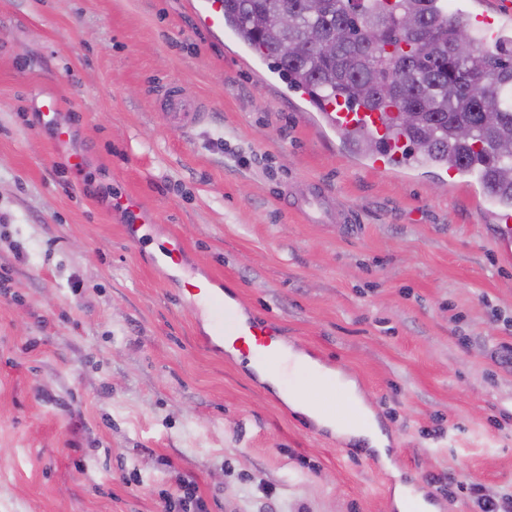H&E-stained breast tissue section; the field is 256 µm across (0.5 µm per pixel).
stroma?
I'll return each instance as SVG.
<instances>
[{
    "label": "stroma",
    "instance_id": "1",
    "mask_svg": "<svg viewBox=\"0 0 512 512\" xmlns=\"http://www.w3.org/2000/svg\"><path fill=\"white\" fill-rule=\"evenodd\" d=\"M169 81L208 107L192 131L156 107ZM46 94L67 145L38 122ZM315 111L232 30L201 31L193 0H0V512H162L189 482L207 512H397L400 486L475 512L468 483L512 494L498 205L434 166L369 169ZM314 181L352 223L281 207ZM125 194L152 216L138 246ZM173 239L181 267L155 264ZM191 272L354 380L390 464L213 351L177 295Z\"/></svg>",
    "mask_w": 512,
    "mask_h": 512
}]
</instances>
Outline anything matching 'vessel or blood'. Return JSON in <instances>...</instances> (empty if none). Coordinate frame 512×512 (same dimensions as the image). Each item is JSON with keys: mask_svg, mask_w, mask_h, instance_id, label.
Instances as JSON below:
<instances>
[{"mask_svg": "<svg viewBox=\"0 0 512 512\" xmlns=\"http://www.w3.org/2000/svg\"><path fill=\"white\" fill-rule=\"evenodd\" d=\"M197 13L203 27L210 33L223 31L224 7L221 0H199ZM158 104L167 122L187 130L199 126L207 116V109L199 100L187 96L174 84L161 90ZM319 108L321 119L329 127L353 135L364 134L381 142L382 150L373 161L374 168L390 172L409 162L410 157L403 140L395 138L393 134L394 127L389 113L357 110L349 107L340 97L322 100ZM37 110L42 125L51 129L54 140L60 144L67 143L72 136V128L60 119V100L53 95L47 96L40 101ZM115 204L130 217L125 227L128 238L132 242H139V231L147 222L141 200L125 195L117 197ZM289 206L301 212L311 224H345L349 221L347 214L328 207L326 195L315 185L305 195L290 200ZM184 291L212 308L214 317L210 322V338L219 348L237 350L242 355H252L272 364L283 360L274 326L250 316L238 315L216 293L213 279H187Z\"/></svg>", "mask_w": 512, "mask_h": 512, "instance_id": "vessel-or-blood-1", "label": "vessel or blood"}]
</instances>
